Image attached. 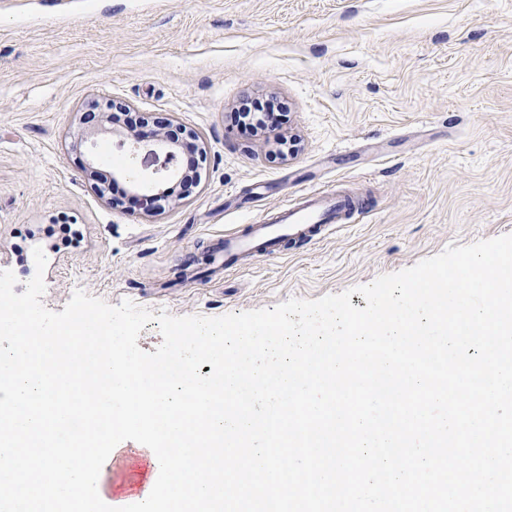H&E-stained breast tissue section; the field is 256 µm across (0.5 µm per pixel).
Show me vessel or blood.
<instances>
[{
  "label": "vessel or blood",
  "instance_id": "obj_1",
  "mask_svg": "<svg viewBox=\"0 0 512 512\" xmlns=\"http://www.w3.org/2000/svg\"><path fill=\"white\" fill-rule=\"evenodd\" d=\"M357 203L332 188H314L283 204L266 221L225 234L216 244V254L225 269H235L243 255L276 253L286 240L327 236L336 225L351 223Z\"/></svg>",
  "mask_w": 512,
  "mask_h": 512
}]
</instances>
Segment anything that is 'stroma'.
I'll use <instances>...</instances> for the list:
<instances>
[{"mask_svg":"<svg viewBox=\"0 0 512 512\" xmlns=\"http://www.w3.org/2000/svg\"><path fill=\"white\" fill-rule=\"evenodd\" d=\"M101 97L142 135L164 115L199 135L170 165L142 147L160 208L117 176L112 140L96 147L111 192L86 172L79 118ZM245 100L273 104L278 126H237ZM316 186L357 195L364 222L242 271L211 265L219 235ZM504 234L512 0H0V270L23 293L42 247L50 310L78 289L174 316L270 309ZM146 461L120 443L101 470L115 498L138 499Z\"/></svg>","mask_w":512,"mask_h":512,"instance_id":"1","label":"stroma"}]
</instances>
